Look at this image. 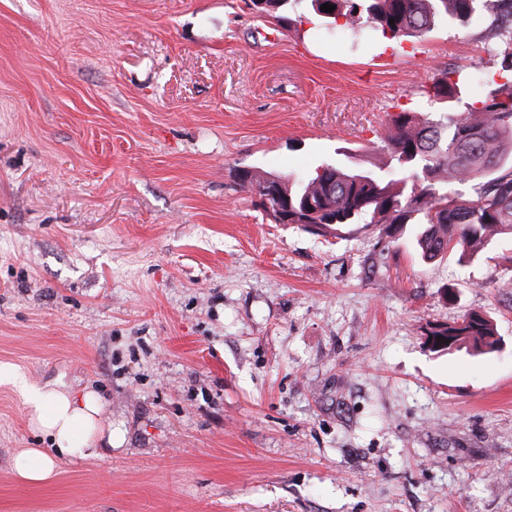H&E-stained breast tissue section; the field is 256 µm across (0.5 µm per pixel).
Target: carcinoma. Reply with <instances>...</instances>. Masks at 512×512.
<instances>
[{"label": "carcinoma", "mask_w": 512, "mask_h": 512, "mask_svg": "<svg viewBox=\"0 0 512 512\" xmlns=\"http://www.w3.org/2000/svg\"><path fill=\"white\" fill-rule=\"evenodd\" d=\"M253 4L261 14L285 10L289 2ZM335 6L328 22L359 32L369 28L388 40L423 38L438 23L467 25L480 9L500 29L489 48L497 68L484 96L463 101L469 78L441 72L427 93L446 108L445 120L418 112H402L393 120L383 165L369 169L327 164L312 177L280 178L288 195V223L312 227L323 234L331 225L422 224L418 245L425 259L451 253L472 259L498 239L512 237V0H322ZM394 23H389V20ZM270 177L240 175L245 189L267 208L264 190ZM477 186L472 200L460 191ZM428 337L452 336V347L476 353L496 348L491 319L466 313L452 325L437 326Z\"/></svg>", "instance_id": "1"}]
</instances>
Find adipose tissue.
Returning a JSON list of instances; mask_svg holds the SVG:
<instances>
[{
	"label": "adipose tissue",
	"mask_w": 512,
	"mask_h": 512,
	"mask_svg": "<svg viewBox=\"0 0 512 512\" xmlns=\"http://www.w3.org/2000/svg\"><path fill=\"white\" fill-rule=\"evenodd\" d=\"M0 378L12 381L19 388L31 428L51 444L50 450L29 448L17 456L18 479L45 482L55 475L57 458L75 454L84 458L100 456V448L90 438L102 407L97 394L78 393L57 383L31 385L18 373L3 370Z\"/></svg>",
	"instance_id": "adipose-tissue-1"
}]
</instances>
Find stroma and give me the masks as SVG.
<instances>
[{"mask_svg": "<svg viewBox=\"0 0 512 512\" xmlns=\"http://www.w3.org/2000/svg\"><path fill=\"white\" fill-rule=\"evenodd\" d=\"M488 23L402 42L250 0H0V366L100 393L112 449L27 485L0 384V512H512V240L279 224L239 176L380 163ZM490 315L497 352L427 331Z\"/></svg>", "mask_w": 512, "mask_h": 512, "instance_id": "1", "label": "stroma"}]
</instances>
